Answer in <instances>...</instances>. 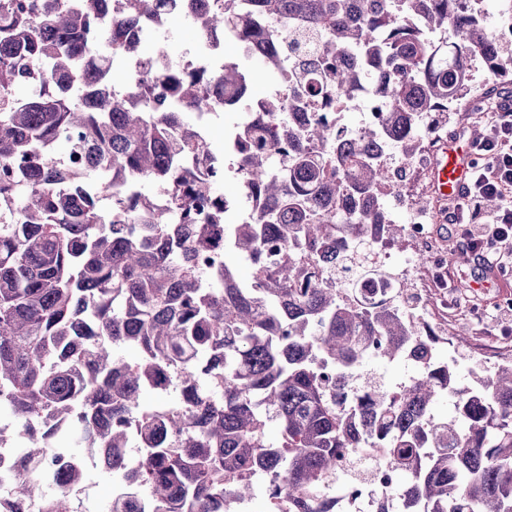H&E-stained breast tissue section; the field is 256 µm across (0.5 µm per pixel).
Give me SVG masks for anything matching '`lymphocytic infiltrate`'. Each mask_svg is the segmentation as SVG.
Masks as SVG:
<instances>
[{
    "instance_id": "lymphocytic-infiltrate-1",
    "label": "lymphocytic infiltrate",
    "mask_w": 512,
    "mask_h": 512,
    "mask_svg": "<svg viewBox=\"0 0 512 512\" xmlns=\"http://www.w3.org/2000/svg\"><path fill=\"white\" fill-rule=\"evenodd\" d=\"M498 198L494 210L485 198ZM447 220L461 245L484 272H497L504 255H512V113L493 112L485 119L471 177Z\"/></svg>"
}]
</instances>
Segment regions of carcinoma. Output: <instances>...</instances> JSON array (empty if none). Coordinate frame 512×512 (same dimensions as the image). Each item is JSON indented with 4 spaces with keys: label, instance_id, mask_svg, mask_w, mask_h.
<instances>
[{
    "label": "carcinoma",
    "instance_id": "carcinoma-1",
    "mask_svg": "<svg viewBox=\"0 0 512 512\" xmlns=\"http://www.w3.org/2000/svg\"><path fill=\"white\" fill-rule=\"evenodd\" d=\"M186 2L0 0V414L15 421L0 446H23L11 504L79 512L81 445L104 449L100 466L121 485L112 512H239L258 474L271 477L268 512H328V478L358 450L402 477V512H512V360L462 387L433 334L395 305L346 296L385 276L360 251L407 246L382 204L406 173L383 154L415 155L414 121L471 97L474 64L500 75L512 57L465 0H402L401 14L390 0H216L199 15ZM161 13L203 38L256 36L275 76L281 59L297 65L299 95L234 103L245 195L263 203L246 224L224 222L220 177L191 180L207 157L171 102H200V82L177 63L113 82L128 60L167 52L126 34ZM369 66L385 107L355 136L290 122L306 99L356 90ZM241 77L224 66V95ZM72 154L128 223L69 178ZM161 188L171 210L151 211ZM221 251L224 266L202 272L199 256ZM231 253L250 262V282ZM368 359H419L421 372L345 400ZM171 390L176 413L143 408L144 393ZM445 396L452 414L437 419ZM131 446L140 465L128 473Z\"/></svg>",
    "mask_w": 512,
    "mask_h": 512
}]
</instances>
